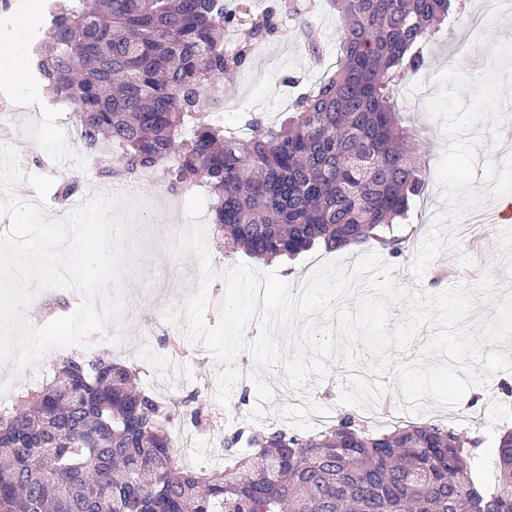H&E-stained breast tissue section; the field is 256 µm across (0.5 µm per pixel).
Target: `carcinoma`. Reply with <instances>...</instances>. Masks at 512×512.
<instances>
[{"label": "carcinoma", "mask_w": 512, "mask_h": 512, "mask_svg": "<svg viewBox=\"0 0 512 512\" xmlns=\"http://www.w3.org/2000/svg\"><path fill=\"white\" fill-rule=\"evenodd\" d=\"M340 55L279 124L241 137L201 96L241 66L276 13L225 0H68L37 54L45 86L73 107L84 145L120 148L136 172L175 157L171 177L208 190L229 252L292 259L373 240L392 255L395 225L425 188L423 141L404 126L396 87L458 0H332ZM244 45L224 53V30ZM300 33L313 55L316 32ZM191 135L181 138L183 128ZM179 411L108 354L65 358L0 413V512H512V431L496 439L497 481L482 487L480 437L432 423L373 432L348 415L300 436L237 428L229 464L175 466Z\"/></svg>", "instance_id": "obj_1"}]
</instances>
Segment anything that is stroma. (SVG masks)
Wrapping results in <instances>:
<instances>
[{
  "mask_svg": "<svg viewBox=\"0 0 512 512\" xmlns=\"http://www.w3.org/2000/svg\"><path fill=\"white\" fill-rule=\"evenodd\" d=\"M290 2L301 16L317 30L323 48L322 62H315L299 31L298 19L278 18L277 29L267 35L248 54L244 64L234 74L232 85H217L203 95L204 107L224 115L226 125L244 123L248 115L260 117L264 124L279 123L285 117L284 98H297L313 90L334 66L338 55L340 18L329 5V0H247L252 13L279 9ZM56 0H0V64L15 51L14 31L18 25H27L37 43L44 42ZM512 19V0H463L459 15L450 17L442 31L426 43L424 63L409 73L396 91L398 108L408 124L420 129L429 143L426 154L428 178L425 191L417 197L406 222L409 238L404 252L394 258L383 255L382 260L392 268L393 281L407 289H417L428 295L466 282V267L460 255H482L486 275L496 289L488 296H477L474 309L467 319L466 329L479 334L495 318L497 306L506 293L512 292V241L504 231L480 232L474 239L463 242L461 253L444 251L425 270L422 278H414L409 266L431 229L438 212L443 211L437 181L436 165L446 148L447 139L437 121L426 110V101L436 90L437 75L456 67L466 76H474L462 48L479 47L485 61H492L495 45L501 32ZM35 45L27 46L24 58L28 78L9 85L10 100L6 111L0 112V132L5 144L13 146L19 155L23 170L54 176L56 182L71 181L75 190L63 199L50 192L47 214L54 219L65 218L74 208L92 196L121 197L139 205L140 219L129 230L130 243L137 248L135 272L126 274L121 285L126 294L127 307L122 318V352L119 360L136 366L141 385L147 390H163L170 401H181L197 394L207 410L201 426L203 438L196 453L176 450L177 466L196 471L223 466L224 450L220 443L231 426L248 424L249 415L257 404L256 392L246 391L244 383H237L228 407H221L216 399V364L203 350L183 340L179 328L164 318L167 308L181 306L187 296L197 290L200 281L199 265L193 254L174 257L163 247L169 225H187L185 203L189 196L202 192V184L187 187L173 185L169 172L173 160L143 171L137 183L124 188L110 177L100 173V155L111 154L109 143L96 149H87L79 135L74 114L68 104L57 100L46 89L36 68ZM475 188L481 189L479 206L493 209L495 201L512 198V137L489 149H479ZM206 243L216 273L209 286L211 305L206 314L208 324H215L219 303L225 293L223 274L236 264L250 262L252 268L266 272L278 270L280 276L293 285H300L313 267L323 261L339 257L346 265H353L358 255L372 251L365 243L354 250L333 254L317 250L296 261H248L243 253L225 255L224 244L216 239L211 215H204ZM155 328L153 347L140 349L142 332ZM179 343L182 367L179 372L165 369L164 358L172 343ZM112 346L101 334H91L86 345L50 350L42 361L19 376H12L9 368H0V381L15 377L13 388L0 397V409L17 405L27 390L40 385L53 365L65 357H83L93 353L111 352ZM512 382V372L491 376L490 386H475L465 394L457 409L447 410L426 403L422 413L414 415L417 423H440L462 431H479L486 438L487 449L480 460L484 482L496 477L493 447L500 427H512V397L498 390L499 380Z\"/></svg>",
  "mask_w": 512,
  "mask_h": 512,
  "instance_id": "obj_1",
  "label": "stroma"
}]
</instances>
